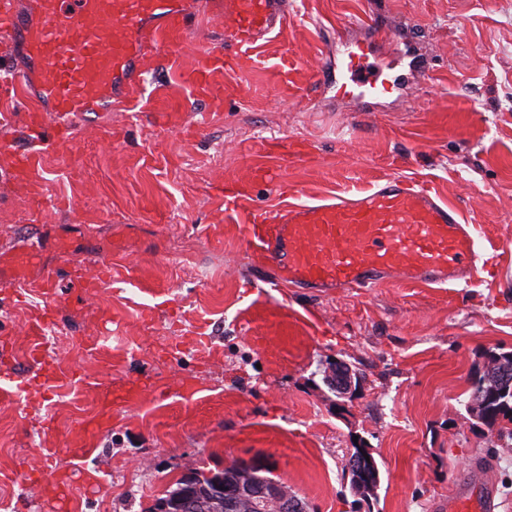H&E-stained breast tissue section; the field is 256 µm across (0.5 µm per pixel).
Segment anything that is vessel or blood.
I'll list each match as a JSON object with an SVG mask.
<instances>
[{"label":"vessel or blood","instance_id":"vessel-or-blood-1","mask_svg":"<svg viewBox=\"0 0 512 512\" xmlns=\"http://www.w3.org/2000/svg\"><path fill=\"white\" fill-rule=\"evenodd\" d=\"M220 23L224 47L193 44L201 18ZM288 0H0V41L20 43L23 70L0 54V92L12 94L21 128L34 142L21 152L0 142L13 179L29 188L42 183L38 144L61 143L91 112L111 111L117 93H129L167 52L191 50L186 81L200 98L232 94L225 75L244 68L274 79L283 98L294 99L310 84L308 68L282 58L268 61L263 42L291 24ZM395 62H371L367 45L347 53V79L339 91L390 92ZM252 179L226 186L236 202L250 200ZM244 250L251 266L270 268L292 288H372L398 276L424 285H444L457 271L476 274L483 240L461 211L426 186L390 175L354 197H327L293 204L275 215L259 209L246 217ZM496 489L455 485L448 512H495Z\"/></svg>","mask_w":512,"mask_h":512}]
</instances>
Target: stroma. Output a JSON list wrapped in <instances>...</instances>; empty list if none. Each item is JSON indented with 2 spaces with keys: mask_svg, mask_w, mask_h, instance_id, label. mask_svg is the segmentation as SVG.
Masks as SVG:
<instances>
[{
  "mask_svg": "<svg viewBox=\"0 0 512 512\" xmlns=\"http://www.w3.org/2000/svg\"><path fill=\"white\" fill-rule=\"evenodd\" d=\"M296 22L263 46L315 77L279 99L264 74L238 76L216 106L192 95L186 55L146 75L133 105L80 125L43 155L38 193L0 170V512H46L65 477V512H148L189 470L255 459L307 512H445L449 491L492 462L497 512H512V442L477 425L469 389L484 354L512 351V0H294ZM385 31L402 55L399 93L366 109L321 78L346 40ZM178 113L164 125L158 114ZM307 144L283 161L266 140ZM254 205L352 196L387 175L431 187L484 238L489 262L441 288L390 281L368 291L283 288L249 266L245 207L224 186L257 169ZM109 260L82 302L71 265ZM56 281L54 298L42 288ZM44 333L31 324L43 309ZM41 347L59 373L31 380ZM345 362L352 397L329 384ZM135 384L106 411L103 391ZM381 484L357 503L342 466L355 440ZM84 452L72 455L73 441Z\"/></svg>",
  "mask_w": 512,
  "mask_h": 512,
  "instance_id": "stroma-1",
  "label": "stroma"
}]
</instances>
